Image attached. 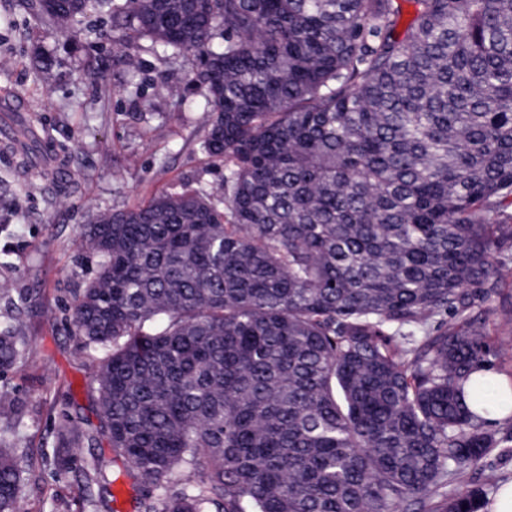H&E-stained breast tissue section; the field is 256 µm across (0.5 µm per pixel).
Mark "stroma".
Returning a JSON list of instances; mask_svg holds the SVG:
<instances>
[{
  "label": "stroma",
  "instance_id": "stroma-1",
  "mask_svg": "<svg viewBox=\"0 0 512 512\" xmlns=\"http://www.w3.org/2000/svg\"><path fill=\"white\" fill-rule=\"evenodd\" d=\"M35 3L0 0V55L11 61L0 68V96L24 98L28 124L49 134L46 149L68 178L44 183L40 172L19 169L17 155L0 152V283L9 288L0 295V326L14 325L28 341L20 370L0 378L22 406L20 505L22 512H140L147 491L107 440L77 449L68 469L53 460L61 434L99 425L90 389L97 355L74 335L68 312L98 263L78 236L96 213L201 189L219 182L224 168L202 148L205 89L187 80L192 58L155 54L143 39L117 50L101 37L108 22L95 18L73 32L47 33ZM128 53L136 71L122 62ZM164 83L171 93H158ZM93 454L117 475L118 499L80 501L82 462Z\"/></svg>",
  "mask_w": 512,
  "mask_h": 512
}]
</instances>
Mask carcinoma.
I'll return each mask as SVG.
<instances>
[{"instance_id": "carcinoma-1", "label": "carcinoma", "mask_w": 512, "mask_h": 512, "mask_svg": "<svg viewBox=\"0 0 512 512\" xmlns=\"http://www.w3.org/2000/svg\"><path fill=\"white\" fill-rule=\"evenodd\" d=\"M406 2L400 33L401 0H40L61 32L107 16L117 49L198 60L224 163L81 232L99 262L70 322L113 451L158 491L144 512L486 503L472 310L512 277V0ZM27 348L0 327L1 376ZM18 424L1 385L0 512H20Z\"/></svg>"}]
</instances>
